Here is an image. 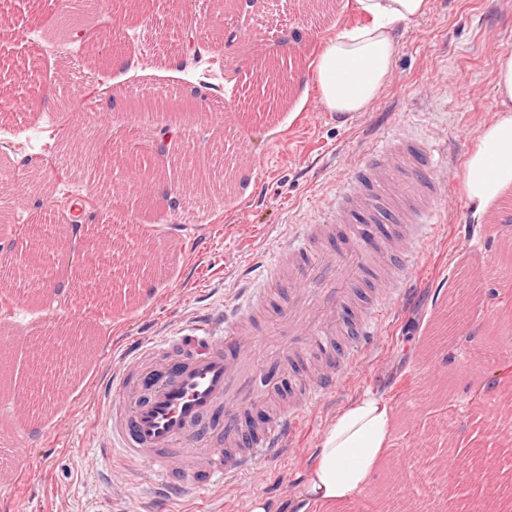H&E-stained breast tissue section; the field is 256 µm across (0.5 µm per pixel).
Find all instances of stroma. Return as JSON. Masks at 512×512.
<instances>
[{"mask_svg":"<svg viewBox=\"0 0 512 512\" xmlns=\"http://www.w3.org/2000/svg\"><path fill=\"white\" fill-rule=\"evenodd\" d=\"M65 0H0V76L25 92L26 111L0 107V250L23 247V226L45 216L59 224L67 249L35 293L10 263H0V323L13 322L43 338L50 330L93 315L80 358L53 369L70 402H42L24 427H15L9 407L0 406V512H152L140 471L105 468L94 444L101 432L102 386L123 352L191 318L206 307L232 303L246 272L264 250L287 236L291 225L318 217L335 188L365 158L377 133L409 130L427 142L448 145L445 176L450 203L440 208L432 241L412 258L413 277L404 299L385 318L378 348L352 371L335 394L304 415L293 450L267 462L254 483L215 485L208 491L181 490L179 512H245L257 498L296 512L295 497L312 466L319 441L355 397L371 390L389 400L395 414V446L374 471L368 489L354 502L316 504L308 512H384L381 495L413 512H455L481 498L480 485L444 477L436 465L449 448L482 446L480 474L501 471L512 443V389L494 374L512 364V260L501 243L512 239V190L491 214L476 219L463 192L464 159L482 129L496 116V61L512 51V0H429L427 15L395 31L398 52L389 76L365 111L339 118L320 100L312 59L322 42L354 21V0H275L267 16L253 18L238 0L224 21L237 34L227 49L224 33L208 20L209 0H99L77 24L57 22ZM308 26L310 36L285 49L260 39L257 28L288 22ZM196 32L205 53L197 65L183 51L186 32ZM115 34L117 54L133 68H112V92L138 98L173 88L183 94L193 73L217 64L214 92L195 111L172 112L168 125L182 137L189 167L158 156L149 142L156 123H134L122 105L101 137L100 163L112 181L127 172L114 157L135 151L161 188L134 217L149 225L151 238L120 225L108 193L99 195L97 224L74 226L71 202L58 199L56 183L23 189L29 173L21 160L43 150L52 91L83 102L101 72L85 56L83 42ZM274 54L288 63V93L270 112L253 111V74ZM181 197L177 213L168 200ZM103 246L112 272V298L128 311L104 308L96 290H82L87 246ZM476 290L479 305L447 341L432 335L447 319L462 290ZM30 300L19 310L14 301ZM462 352L449 362V349ZM31 458L28 474H17L15 448Z\"/></svg>","mask_w":512,"mask_h":512,"instance_id":"1","label":"stroma"}]
</instances>
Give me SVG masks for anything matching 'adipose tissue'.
<instances>
[{"label":"adipose tissue","mask_w":512,"mask_h":512,"mask_svg":"<svg viewBox=\"0 0 512 512\" xmlns=\"http://www.w3.org/2000/svg\"><path fill=\"white\" fill-rule=\"evenodd\" d=\"M428 0H356L361 25L328 39L316 60V79L327 111H365L387 79L397 53L393 31L422 18ZM498 110L481 132L464 164L463 191L476 214H485L512 189V52L496 64ZM393 441V409L384 397L366 392L328 427L309 469L300 507L358 498Z\"/></svg>","instance_id":"adipose-tissue-1"}]
</instances>
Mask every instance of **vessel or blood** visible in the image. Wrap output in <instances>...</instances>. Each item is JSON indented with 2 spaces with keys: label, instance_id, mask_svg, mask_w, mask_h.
I'll use <instances>...</instances> for the list:
<instances>
[{
  "label": "vessel or blood",
  "instance_id": "1",
  "mask_svg": "<svg viewBox=\"0 0 512 512\" xmlns=\"http://www.w3.org/2000/svg\"><path fill=\"white\" fill-rule=\"evenodd\" d=\"M319 220L291 225L260 254L235 301L126 351L102 392L97 446L108 466L177 489L252 481L380 340L384 315L412 277L410 257L439 222L446 167L439 147L397 133L372 141ZM16 328L0 351L29 352ZM30 374H0L24 418Z\"/></svg>",
  "mask_w": 512,
  "mask_h": 512
}]
</instances>
